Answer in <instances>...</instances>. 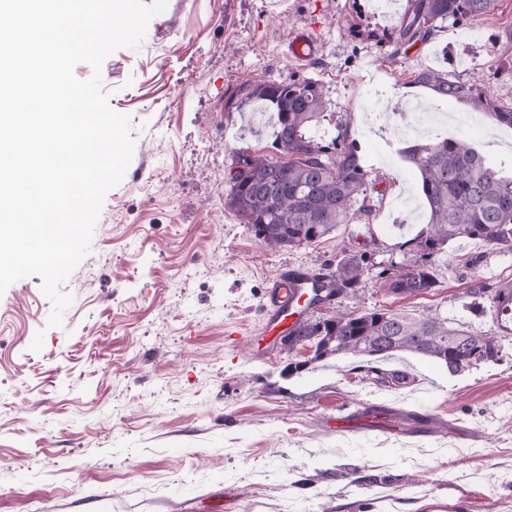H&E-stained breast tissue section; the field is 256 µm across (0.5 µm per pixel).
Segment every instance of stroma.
<instances>
[{"label":"stroma","instance_id":"obj_1","mask_svg":"<svg viewBox=\"0 0 512 512\" xmlns=\"http://www.w3.org/2000/svg\"><path fill=\"white\" fill-rule=\"evenodd\" d=\"M397 25L368 0H168L138 48L105 58L97 74L134 152L61 286L60 325L40 277L0 295V512H512V333L468 308L470 288L512 280V251L453 242L432 293L382 289L379 266L405 262L399 246L427 210L392 130L405 115L387 129L373 111L423 104L432 136L511 170L512 128L413 80L438 70L512 109V0L406 50ZM297 31L314 57L290 53ZM289 77L320 82L316 141L349 131L375 182L368 216L293 249L265 245L225 203L235 153L274 152L244 83ZM348 249L374 254L363 290L307 318L437 312L495 334L498 360L452 375L408 354L388 366L409 383L388 387L354 359L269 345L261 303L275 276L321 272Z\"/></svg>","mask_w":512,"mask_h":512}]
</instances>
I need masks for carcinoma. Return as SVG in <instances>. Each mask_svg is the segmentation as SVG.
I'll return each mask as SVG.
<instances>
[{
    "mask_svg": "<svg viewBox=\"0 0 512 512\" xmlns=\"http://www.w3.org/2000/svg\"><path fill=\"white\" fill-rule=\"evenodd\" d=\"M496 0H408L398 28L397 43L413 45L427 40L437 23L486 15ZM415 84L437 98L456 100L496 123L512 127V110L465 82L436 72H421ZM245 97L262 101L273 112V148L281 155L247 154L244 170L229 177L227 205L248 224L264 244L279 248L308 246L370 213L360 201L367 196V172L357 148L348 141L332 147L320 145L308 134L323 116L326 102L314 79L288 78L278 83L255 82L244 88ZM405 157L419 170L429 220L414 237L399 245L403 253L416 252L420 260L380 272L386 293L409 298L437 287L433 265L451 242L479 239L493 250H512V173L486 165L484 156L463 139L416 143ZM372 262L366 250L344 253L336 265L320 276V288L336 297H357L364 272ZM473 293L488 295L494 317L512 319V283L490 289L479 285ZM294 343L315 348L314 359L330 357L385 360L398 353L417 355L445 366L455 375L495 360L497 337L466 329L439 313L415 318L387 310L360 313L340 311L322 320L299 319L290 332ZM383 385L407 384L404 370L385 372L370 367Z\"/></svg>",
    "mask_w": 512,
    "mask_h": 512,
    "instance_id": "carcinoma-1",
    "label": "carcinoma"
}]
</instances>
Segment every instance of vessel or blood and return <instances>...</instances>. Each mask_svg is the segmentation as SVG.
Returning <instances> with one entry per match:
<instances>
[{
    "instance_id": "vessel-or-blood-1",
    "label": "vessel or blood",
    "mask_w": 512,
    "mask_h": 512,
    "mask_svg": "<svg viewBox=\"0 0 512 512\" xmlns=\"http://www.w3.org/2000/svg\"><path fill=\"white\" fill-rule=\"evenodd\" d=\"M312 285L310 273L299 269L278 274L262 301L264 325L268 333L278 336L287 334L299 318L293 308L295 300H298L303 289Z\"/></svg>"
}]
</instances>
